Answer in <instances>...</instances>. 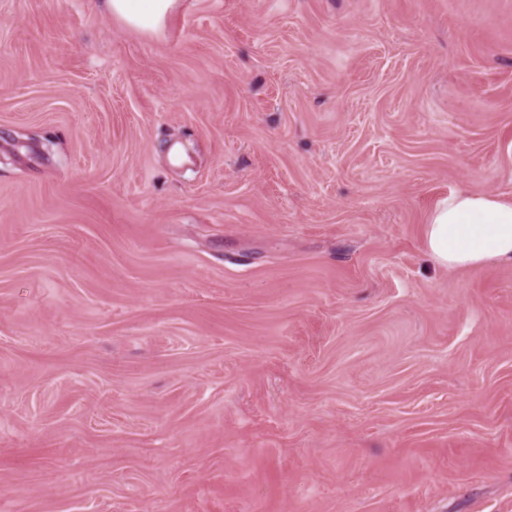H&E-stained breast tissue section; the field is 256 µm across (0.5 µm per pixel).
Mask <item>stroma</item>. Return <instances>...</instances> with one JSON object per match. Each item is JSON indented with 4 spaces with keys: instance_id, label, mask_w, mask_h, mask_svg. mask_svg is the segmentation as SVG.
<instances>
[{
    "instance_id": "stroma-1",
    "label": "stroma",
    "mask_w": 512,
    "mask_h": 512,
    "mask_svg": "<svg viewBox=\"0 0 512 512\" xmlns=\"http://www.w3.org/2000/svg\"><path fill=\"white\" fill-rule=\"evenodd\" d=\"M462 190L512 195V0H0V512H512ZM179 0H100L102 13L110 20L143 33H157L178 8Z\"/></svg>"
}]
</instances>
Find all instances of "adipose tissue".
Segmentation results:
<instances>
[{
	"label": "adipose tissue",
	"mask_w": 512,
	"mask_h": 512,
	"mask_svg": "<svg viewBox=\"0 0 512 512\" xmlns=\"http://www.w3.org/2000/svg\"><path fill=\"white\" fill-rule=\"evenodd\" d=\"M179 0H100L108 19L143 33H157ZM425 249L444 269L512 264V197L459 191L431 208Z\"/></svg>",
	"instance_id": "1"
}]
</instances>
